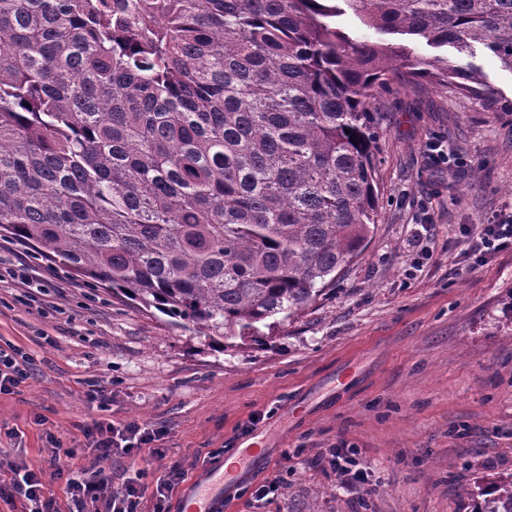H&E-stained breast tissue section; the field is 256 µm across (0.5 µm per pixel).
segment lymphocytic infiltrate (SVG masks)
<instances>
[{"label": "lymphocytic infiltrate", "instance_id": "lymphocytic-infiltrate-1", "mask_svg": "<svg viewBox=\"0 0 512 512\" xmlns=\"http://www.w3.org/2000/svg\"><path fill=\"white\" fill-rule=\"evenodd\" d=\"M92 467L73 466L68 448L48 449L38 470L7 463L0 494L23 501V512H138L145 491H152L158 504H165L185 481L180 462L168 456L167 449L156 447V433L135 421L122 427L97 420L84 429ZM124 461L125 477L112 485L109 474L117 461ZM156 473L154 487H147L148 473ZM52 480L65 483L67 509H60L48 489Z\"/></svg>", "mask_w": 512, "mask_h": 512}]
</instances>
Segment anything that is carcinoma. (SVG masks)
Returning <instances> with one entry per match:
<instances>
[{"mask_svg": "<svg viewBox=\"0 0 512 512\" xmlns=\"http://www.w3.org/2000/svg\"><path fill=\"white\" fill-rule=\"evenodd\" d=\"M479 51L512 71V0H0V231L264 342L368 244L393 71L512 112ZM478 512H512V473Z\"/></svg>", "mask_w": 512, "mask_h": 512, "instance_id": "1", "label": "carcinoma"}]
</instances>
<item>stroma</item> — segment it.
<instances>
[{"instance_id":"obj_1","label":"stroma","mask_w":512,"mask_h":512,"mask_svg":"<svg viewBox=\"0 0 512 512\" xmlns=\"http://www.w3.org/2000/svg\"><path fill=\"white\" fill-rule=\"evenodd\" d=\"M374 110L368 246L266 345L212 347L0 235V349L34 359L0 394V460L35 469L56 444L87 467L85 422L135 419L192 482L266 448L232 512H476L471 490L512 472V251L469 253L512 211V115L402 76ZM437 136L467 166H432ZM329 448L357 449L368 487H341L320 464ZM266 480L284 490L256 500Z\"/></svg>"}]
</instances>
